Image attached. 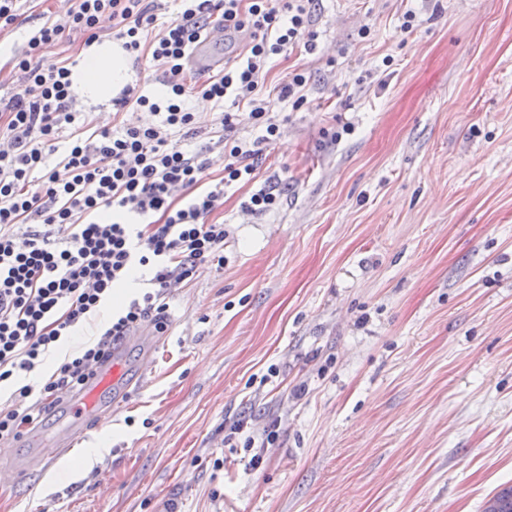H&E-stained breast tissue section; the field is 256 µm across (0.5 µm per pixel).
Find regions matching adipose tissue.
<instances>
[{"label":"adipose tissue","mask_w":512,"mask_h":512,"mask_svg":"<svg viewBox=\"0 0 512 512\" xmlns=\"http://www.w3.org/2000/svg\"><path fill=\"white\" fill-rule=\"evenodd\" d=\"M127 76V61L119 45L93 44L84 52L80 66L72 73L71 89L82 100L99 102L121 88Z\"/></svg>","instance_id":"ef3b65f1"}]
</instances>
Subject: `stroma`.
Returning <instances> with one entry per match:
<instances>
[{
	"instance_id": "35a3bbf8",
	"label": "stroma",
	"mask_w": 512,
	"mask_h": 512,
	"mask_svg": "<svg viewBox=\"0 0 512 512\" xmlns=\"http://www.w3.org/2000/svg\"><path fill=\"white\" fill-rule=\"evenodd\" d=\"M67 7L23 0L0 42ZM316 17L317 49L271 73L302 69L307 105H283L255 180L209 217L223 267L172 290L167 335L146 323L122 349L132 369L153 355L144 382L50 468L0 482V512H482L512 485V0ZM269 181L281 207L242 212ZM240 420L279 423L259 469L224 444Z\"/></svg>"
}]
</instances>
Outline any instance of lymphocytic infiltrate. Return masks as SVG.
Instances as JSON below:
<instances>
[{"mask_svg": "<svg viewBox=\"0 0 512 512\" xmlns=\"http://www.w3.org/2000/svg\"><path fill=\"white\" fill-rule=\"evenodd\" d=\"M176 18L159 21L157 0H68L65 12L44 11L26 50L9 61L14 92L0 100V383L33 371L74 328L100 311L138 269L150 291L113 315L99 341L58 365L33 394L14 392L0 411V441L55 405L63 390L83 385L91 366L132 329L168 330L167 297L200 269L224 262L223 225L209 223L226 188L255 179L254 162L278 138L276 104L304 106L308 79L289 73L269 90L273 60L290 48L314 51L320 33L314 0H180ZM135 58L159 72L165 91L150 97L125 88L117 110L147 109L149 125L98 126L76 108L72 69L50 52L65 35L97 40L101 20ZM246 37L244 52L222 71L192 76L186 67L196 42L211 29ZM219 110L214 141L191 151L195 129L187 98ZM256 137L237 136L238 127ZM70 142L58 149V135ZM224 156V174L209 184V155Z\"/></svg>", "mask_w": 512, "mask_h": 512, "instance_id": "f902f5d3", "label": "lymphocytic infiltrate"}]
</instances>
